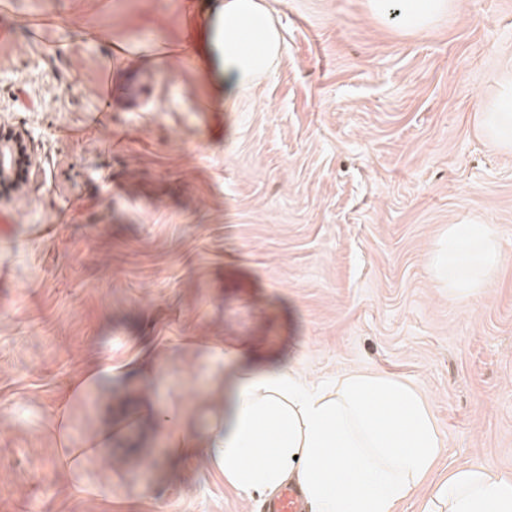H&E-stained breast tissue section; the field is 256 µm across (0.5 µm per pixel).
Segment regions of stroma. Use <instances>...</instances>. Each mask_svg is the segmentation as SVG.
<instances>
[{"instance_id":"obj_1","label":"stroma","mask_w":512,"mask_h":512,"mask_svg":"<svg viewBox=\"0 0 512 512\" xmlns=\"http://www.w3.org/2000/svg\"><path fill=\"white\" fill-rule=\"evenodd\" d=\"M265 2L275 70L218 114L192 57L160 52L184 0L0 13V122L34 162L0 197V512H261L210 457L166 454L155 419L205 430L212 378L250 346L315 384L369 372L424 397L445 450L395 512L457 467L512 477V149L480 122L512 0L416 31L366 0ZM452 224L495 225L504 256L462 302L427 265ZM106 350L136 374L67 397Z\"/></svg>"}]
</instances>
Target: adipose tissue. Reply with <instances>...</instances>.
<instances>
[{
  "instance_id": "obj_1",
  "label": "adipose tissue",
  "mask_w": 512,
  "mask_h": 512,
  "mask_svg": "<svg viewBox=\"0 0 512 512\" xmlns=\"http://www.w3.org/2000/svg\"><path fill=\"white\" fill-rule=\"evenodd\" d=\"M379 20L405 30L448 16L456 0H367ZM203 76L210 97L231 105L270 75L280 32L263 0H189L177 39ZM496 145L512 147V65L481 117ZM496 227L452 224L431 253L433 276L455 301L481 292L502 262ZM219 392L224 400L203 434L181 425L169 442L180 456H214L239 491L301 484L310 512H393L431 472L444 444L423 399L402 380L354 373L328 390L307 383L280 355L250 347ZM423 512H512V477L456 468L436 485Z\"/></svg>"
}]
</instances>
